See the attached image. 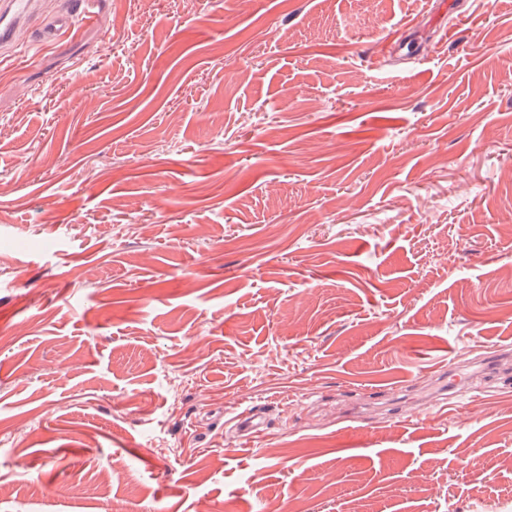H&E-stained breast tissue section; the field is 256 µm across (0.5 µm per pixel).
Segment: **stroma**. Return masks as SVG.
I'll return each mask as SVG.
<instances>
[{
	"mask_svg": "<svg viewBox=\"0 0 512 512\" xmlns=\"http://www.w3.org/2000/svg\"><path fill=\"white\" fill-rule=\"evenodd\" d=\"M500 345L512 0H105L0 54V512H512ZM101 0H70L68 6L44 18L38 35L39 41L47 44L58 43L66 33L73 31L77 19L86 24H96L102 9Z\"/></svg>",
	"mask_w": 512,
	"mask_h": 512,
	"instance_id": "35a3bbf8",
	"label": "stroma"
}]
</instances>
